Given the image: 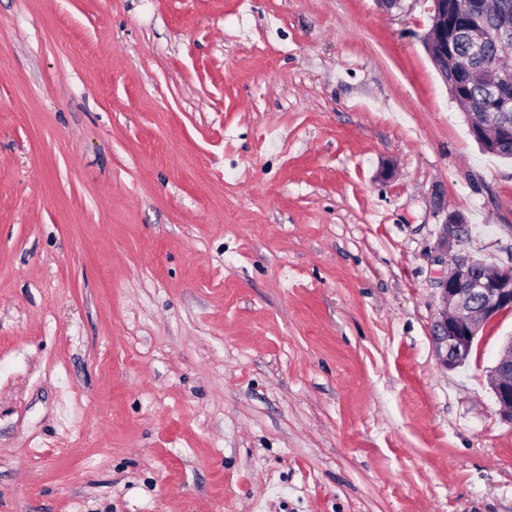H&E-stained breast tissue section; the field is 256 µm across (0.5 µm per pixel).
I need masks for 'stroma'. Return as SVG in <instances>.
I'll list each match as a JSON object with an SVG mask.
<instances>
[{
    "instance_id": "stroma-1",
    "label": "stroma",
    "mask_w": 512,
    "mask_h": 512,
    "mask_svg": "<svg viewBox=\"0 0 512 512\" xmlns=\"http://www.w3.org/2000/svg\"><path fill=\"white\" fill-rule=\"evenodd\" d=\"M430 0H0V512H512L441 367L432 199L512 263V163Z\"/></svg>"
}]
</instances>
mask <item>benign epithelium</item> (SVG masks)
<instances>
[{
  "label": "benign epithelium",
  "mask_w": 512,
  "mask_h": 512,
  "mask_svg": "<svg viewBox=\"0 0 512 512\" xmlns=\"http://www.w3.org/2000/svg\"><path fill=\"white\" fill-rule=\"evenodd\" d=\"M450 9L463 19L484 15L483 0H468L463 5L433 0V25L423 37V45L431 57L448 58ZM489 40L497 42L504 50L511 49L512 23L505 20L493 31L485 32L481 40L470 43V54L484 56ZM491 95L493 105L481 116L468 120L471 134L480 144L490 127L496 131L495 141L512 139V128L498 121V114L512 105V97L505 95L498 85L491 87ZM433 199L443 220L436 243L438 262L442 265L438 277L440 308L432 339L440 365L454 370L467 361L483 325L500 312L512 310V264L496 267L492 276L481 273L475 256L460 249L464 235L468 234L467 217L459 210H448L439 195H434ZM450 253L453 254L451 262L448 261ZM490 380L501 418L512 423V339L504 344Z\"/></svg>",
  "instance_id": "7a95c632"
}]
</instances>
